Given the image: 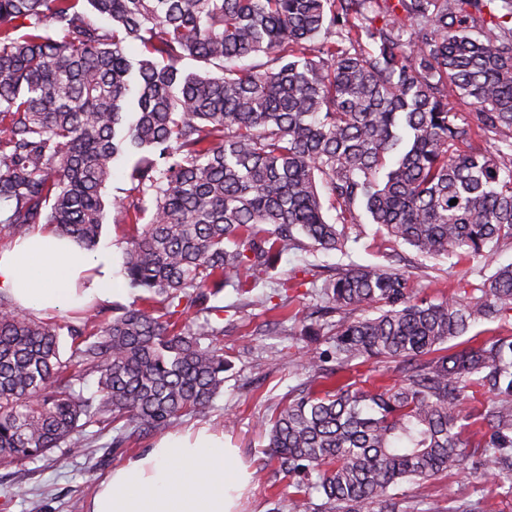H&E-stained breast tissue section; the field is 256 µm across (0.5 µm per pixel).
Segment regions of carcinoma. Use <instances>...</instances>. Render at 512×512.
Masks as SVG:
<instances>
[{
	"label": "carcinoma",
	"mask_w": 512,
	"mask_h": 512,
	"mask_svg": "<svg viewBox=\"0 0 512 512\" xmlns=\"http://www.w3.org/2000/svg\"><path fill=\"white\" fill-rule=\"evenodd\" d=\"M185 58L206 69L181 72ZM459 104L475 108L461 123ZM123 156V271L142 294L58 325L0 292L1 461L119 422L121 448L207 407L225 369L199 343L224 332L211 299L290 251H343L337 224L360 209L390 248L454 267L512 242V0H0V238L47 224L93 249ZM413 278L350 264L323 282L332 352L305 353L311 379L265 431L278 472H319L293 484L302 512H423L427 482L473 457L512 494V336L473 332L512 312V262L463 300L418 298ZM360 359L398 382L322 386ZM472 389L488 400L464 415ZM406 481L421 492H395Z\"/></svg>",
	"instance_id": "carcinoma-1"
}]
</instances>
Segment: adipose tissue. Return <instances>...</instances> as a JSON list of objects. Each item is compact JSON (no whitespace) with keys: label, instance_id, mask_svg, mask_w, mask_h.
I'll list each match as a JSON object with an SVG mask.
<instances>
[{"label":"adipose tissue","instance_id":"1","mask_svg":"<svg viewBox=\"0 0 512 512\" xmlns=\"http://www.w3.org/2000/svg\"><path fill=\"white\" fill-rule=\"evenodd\" d=\"M111 248L88 251L48 230L0 252V292L23 309L49 313L114 295ZM250 480L223 434L171 432L103 480L89 512H238Z\"/></svg>","mask_w":512,"mask_h":512}]
</instances>
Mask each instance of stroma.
<instances>
[{"label":"stroma","instance_id":"stroma-1","mask_svg":"<svg viewBox=\"0 0 512 512\" xmlns=\"http://www.w3.org/2000/svg\"><path fill=\"white\" fill-rule=\"evenodd\" d=\"M125 162H117L104 190L108 204L99 242L111 246L115 257H122L127 228L111 203L124 197L129 182ZM399 252L409 263L421 266L415 280L418 296L434 301L463 297L457 285V273L449 261L425 259L410 246ZM386 266L387 248L375 234V227L363 224L361 236L348 240L345 252L295 251L279 260L275 272L260 276L255 288L240 293L225 287L213 300L224 309V333L213 342L223 347L228 366L224 372V390L202 412L183 417L173 425L177 431L207 427L223 432L224 438L239 454L251 472V483L243 497L240 512H295L284 475L268 463L264 449L268 439L262 424L274 417L289 390L308 379L302 356L311 342L305 336L301 319L291 320L280 329H271V318L261 305L262 299L280 292L282 279L292 271L314 267L311 282L291 289L292 310L302 316L324 306L320 285L324 276L337 265ZM147 436L128 448L106 452L98 447L57 448L46 457L24 463L0 462V512H86L87 502L96 486L116 466L154 443ZM470 488L473 512H512V497L503 496L494 480H473L464 471L452 470L429 483L431 501L450 508L460 485Z\"/></svg>","mask_w":512,"mask_h":512}]
</instances>
